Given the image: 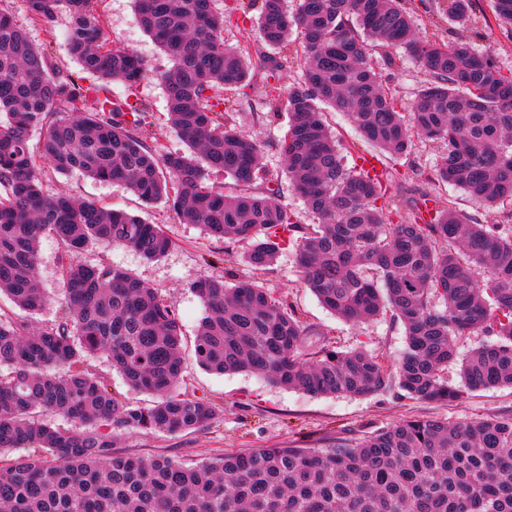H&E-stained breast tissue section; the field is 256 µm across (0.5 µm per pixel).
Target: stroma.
Listing matches in <instances>:
<instances>
[{
	"label": "stroma",
	"mask_w": 512,
	"mask_h": 512,
	"mask_svg": "<svg viewBox=\"0 0 512 512\" xmlns=\"http://www.w3.org/2000/svg\"><path fill=\"white\" fill-rule=\"evenodd\" d=\"M0 9L12 13L52 63L72 74L80 85L96 83V76L83 71L67 50V14H59L53 31L48 32L30 18L23 0H0ZM96 9L110 42L137 54L150 69L136 93L149 111L151 135L163 140L169 151L185 152V145L169 124L166 92L158 78L160 72L170 68V58L137 22L132 0H97ZM474 14L478 19L477 43L493 49L500 66L512 70V33L492 20L489 0H475ZM390 54L395 63L383 66L385 81L405 102H412L426 76L403 49H391ZM269 90L266 82L258 80L247 96L239 98V126L264 142V167L275 172L284 167L278 141L288 127V115L283 109L269 110L266 105ZM41 178L47 195L66 193L126 210L162 226L173 246L160 260L147 261L133 250L105 243L90 246L81 259L120 266L155 288L181 322L184 362L181 392L209 399L224 408L218 419L201 430L177 435H121L116 442L117 452L141 457L161 455L189 464H203L227 452L252 448H332L339 442L351 444L407 417L459 422L512 415L510 387L470 392L450 403L408 399L395 384L365 398L311 396L279 387L258 374L219 375L202 369L196 361L194 340L204 307L189 284L203 274L230 285L241 280L253 281L267 289L293 309L310 330L307 344L312 348L324 345L343 350L365 348L378 354L392 369L405 351V333L402 324L388 314L364 325L331 314L305 286L293 251H282L271 267L254 269L240 260L249 247L248 242L213 238L196 225L180 223L166 202L147 205L121 185L97 182L76 172L64 176L47 166L42 167ZM39 256L40 279L53 298L52 303L33 317L34 322L44 323L57 316L54 298L61 286L60 250L53 237L41 238Z\"/></svg>",
	"instance_id": "35a3bbf8"
}]
</instances>
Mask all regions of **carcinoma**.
I'll list each match as a JSON object with an SVG mask.
<instances>
[{
  "instance_id": "carcinoma-1",
  "label": "carcinoma",
  "mask_w": 512,
  "mask_h": 512,
  "mask_svg": "<svg viewBox=\"0 0 512 512\" xmlns=\"http://www.w3.org/2000/svg\"><path fill=\"white\" fill-rule=\"evenodd\" d=\"M48 31L69 14L66 44L101 83L80 86L0 11V452L33 451L0 464V512H512V416L449 422L405 419L334 448H257L187 466L164 456L113 451L122 433L181 434L221 413L179 391L181 328L155 289L109 264L73 257L94 242L158 260L171 240L158 224L66 194L47 196L39 166L124 186L139 200L170 204L183 224L215 238L251 241L242 261L264 269L293 250L307 287L330 312L367 323L385 311L401 322L406 351L398 387L413 400L452 401L512 386V71L467 36L474 0H432L430 26L457 25L446 41L416 25L411 0H134L137 20L173 61L158 74L171 126L187 151L146 134L136 94L149 73L139 56L107 42L92 0H24ZM512 30V0H492ZM234 26L273 49H295L301 79L268 101L288 108L278 142L284 171L314 223L299 224L263 170L264 143L238 130L217 87L239 95L254 76L278 79L271 56L251 63L246 45L224 44ZM402 47L428 76L409 107L382 78L375 53ZM125 84L122 100L110 83ZM349 115L380 152L372 177L344 161L323 120ZM42 131L39 146L29 131ZM444 152L424 183L452 185L503 214L481 224L430 192L402 198L392 163L415 140ZM224 172L235 195L207 183ZM433 200L434 217L422 215ZM61 250L63 298L56 320L35 324L48 297L38 278L42 236ZM205 307L195 353L205 369L252 372L314 396H371L390 382L366 349L305 353L310 331L253 282L201 276L190 283ZM492 340L462 359L461 385L443 376L459 338ZM103 355L127 386L152 401L112 392L87 368ZM56 416L65 428L46 419Z\"/></svg>"
}]
</instances>
